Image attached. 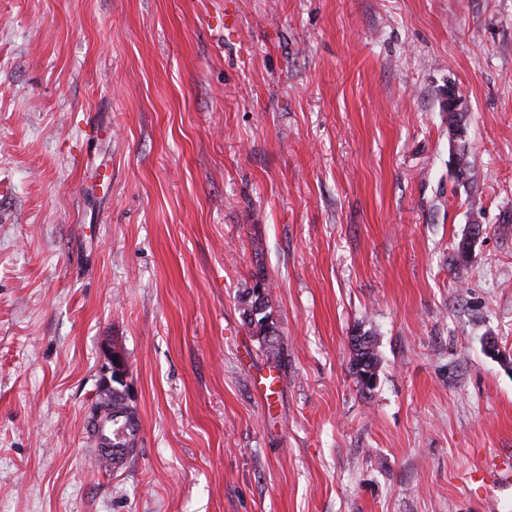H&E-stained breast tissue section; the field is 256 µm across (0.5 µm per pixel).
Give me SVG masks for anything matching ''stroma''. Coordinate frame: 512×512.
<instances>
[{"label": "stroma", "instance_id": "1", "mask_svg": "<svg viewBox=\"0 0 512 512\" xmlns=\"http://www.w3.org/2000/svg\"><path fill=\"white\" fill-rule=\"evenodd\" d=\"M259 268L276 362L241 317ZM490 341L512 0H0V512H512ZM115 351L140 428L110 471L87 418ZM352 371L358 384L365 382V376H378L379 358L376 352L375 340L368 332L357 333L351 338ZM368 376H366V379Z\"/></svg>", "mask_w": 512, "mask_h": 512}]
</instances>
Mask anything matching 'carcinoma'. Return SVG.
Here are the masks:
<instances>
[{
	"label": "carcinoma",
	"mask_w": 512,
	"mask_h": 512,
	"mask_svg": "<svg viewBox=\"0 0 512 512\" xmlns=\"http://www.w3.org/2000/svg\"><path fill=\"white\" fill-rule=\"evenodd\" d=\"M268 288L263 272L252 275V285L240 296L241 315L244 324L256 336L260 346L271 359H280V347L276 339V327L273 322V306L270 294H265L261 308L254 305L259 288ZM352 371L358 383L365 382V376H378L379 358L374 338L366 332L357 333L351 338ZM128 386L112 380V399H102L92 407L88 427L92 436L99 437L107 426L112 427V449H101L102 454L112 455V469H118L135 446L139 431V418L128 403Z\"/></svg>",
	"instance_id": "1"
}]
</instances>
